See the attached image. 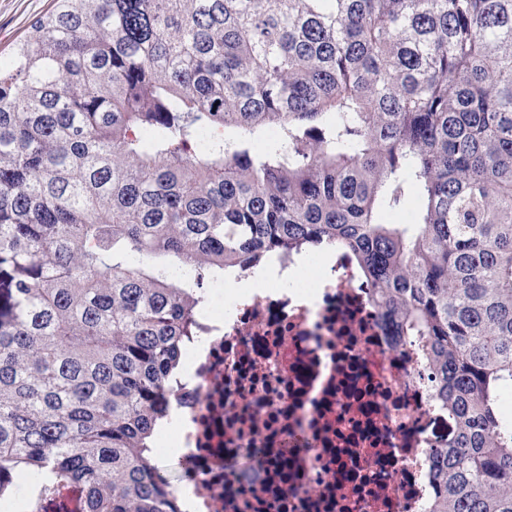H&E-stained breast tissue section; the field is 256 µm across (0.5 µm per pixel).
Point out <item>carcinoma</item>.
Here are the masks:
<instances>
[{"label":"carcinoma","instance_id":"1","mask_svg":"<svg viewBox=\"0 0 512 512\" xmlns=\"http://www.w3.org/2000/svg\"><path fill=\"white\" fill-rule=\"evenodd\" d=\"M322 245L456 423L431 512H512V0H54L0 60V497L179 512L202 284Z\"/></svg>","mask_w":512,"mask_h":512}]
</instances>
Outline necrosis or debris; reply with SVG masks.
I'll use <instances>...</instances> for the list:
<instances>
[{
	"mask_svg": "<svg viewBox=\"0 0 512 512\" xmlns=\"http://www.w3.org/2000/svg\"><path fill=\"white\" fill-rule=\"evenodd\" d=\"M226 303L215 276L171 403L188 428L176 488L195 512H430L427 451L448 444L431 372L381 314L353 255L273 254Z\"/></svg>",
	"mask_w": 512,
	"mask_h": 512,
	"instance_id": "obj_1",
	"label": "necrosis or debris"
}]
</instances>
